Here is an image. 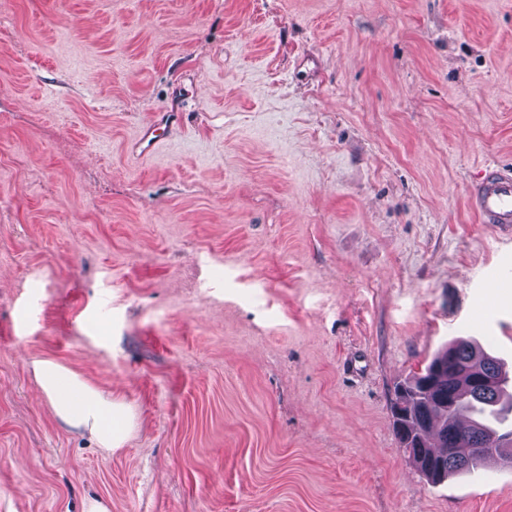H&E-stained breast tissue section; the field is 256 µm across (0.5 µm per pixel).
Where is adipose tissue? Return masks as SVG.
<instances>
[{"instance_id":"1","label":"adipose tissue","mask_w":512,"mask_h":512,"mask_svg":"<svg viewBox=\"0 0 512 512\" xmlns=\"http://www.w3.org/2000/svg\"><path fill=\"white\" fill-rule=\"evenodd\" d=\"M29 369L39 396L57 421L89 435L105 452L125 446L137 422L121 398L102 391L78 372L51 359L31 360Z\"/></svg>"}]
</instances>
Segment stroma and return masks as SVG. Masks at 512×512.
Returning <instances> with one entry per match:
<instances>
[{
	"mask_svg": "<svg viewBox=\"0 0 512 512\" xmlns=\"http://www.w3.org/2000/svg\"><path fill=\"white\" fill-rule=\"evenodd\" d=\"M489 160L512 0H0V512H512L391 414L453 340L512 373ZM36 358L131 407L123 449ZM469 205L480 224L512 238V173L485 165L471 186ZM29 369L38 395L57 421L89 435L107 453L125 446L137 422L121 398L102 391L78 372L51 359H33Z\"/></svg>",
	"mask_w": 512,
	"mask_h": 512,
	"instance_id": "obj_1",
	"label": "stroma"
}]
</instances>
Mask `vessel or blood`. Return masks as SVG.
Returning <instances> with one entry per match:
<instances>
[{"label":"vessel or blood","instance_id":"vessel-or-blood-1","mask_svg":"<svg viewBox=\"0 0 512 512\" xmlns=\"http://www.w3.org/2000/svg\"><path fill=\"white\" fill-rule=\"evenodd\" d=\"M469 205L479 223L512 236V173L486 165L471 186Z\"/></svg>","mask_w":512,"mask_h":512}]
</instances>
